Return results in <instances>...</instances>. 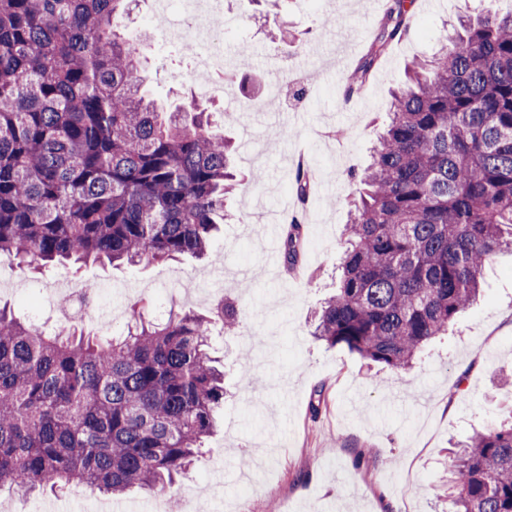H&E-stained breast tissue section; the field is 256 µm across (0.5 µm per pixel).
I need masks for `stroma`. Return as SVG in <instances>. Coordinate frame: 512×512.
<instances>
[{
  "mask_svg": "<svg viewBox=\"0 0 512 512\" xmlns=\"http://www.w3.org/2000/svg\"><path fill=\"white\" fill-rule=\"evenodd\" d=\"M507 0H436L419 5L408 36L391 42L355 95L349 75L374 40L386 0H224L225 57L250 48L253 93L225 85L210 100L216 123L239 145L243 186L225 201L230 215L210 244L209 260L159 261L115 268L106 262L46 270L0 271L13 289L0 305L20 318L57 320L63 294L95 282L99 313L121 331L133 311L163 308L208 313L211 299H238L242 330L272 333L260 354L241 337L216 336L229 396L210 452L169 490L182 508L205 501L208 512H448V456L455 444L512 415V253L483 274L479 300L412 369L394 371L342 346L317 341L312 316L336 286V263L356 185L368 162L379 117L412 61L431 58L459 16ZM142 59L149 94L170 109L195 89L194 60L170 36L151 34ZM311 80L308 96L284 108L265 100L282 73ZM318 182L305 204L292 189L299 158ZM262 178L250 182L252 172ZM263 211L284 233L304 225L299 262L287 271L270 255L250 217ZM106 497L81 486L21 497L0 495V512H97Z\"/></svg>",
  "mask_w": 512,
  "mask_h": 512,
  "instance_id": "1",
  "label": "stroma"
}]
</instances>
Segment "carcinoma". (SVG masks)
<instances>
[{"mask_svg": "<svg viewBox=\"0 0 512 512\" xmlns=\"http://www.w3.org/2000/svg\"><path fill=\"white\" fill-rule=\"evenodd\" d=\"M131 0H0V257L20 269L202 258L241 186L235 148L192 98L145 100ZM391 0L374 54L409 31ZM407 68L358 176L336 292L313 336L412 367L512 249V12L461 24ZM240 333L231 297L207 315L134 316L110 339L39 334L0 309V486L158 493L203 454L224 405L212 325ZM453 512H512V420L448 459Z\"/></svg>", "mask_w": 512, "mask_h": 512, "instance_id": "carcinoma-1", "label": "carcinoma"}]
</instances>
